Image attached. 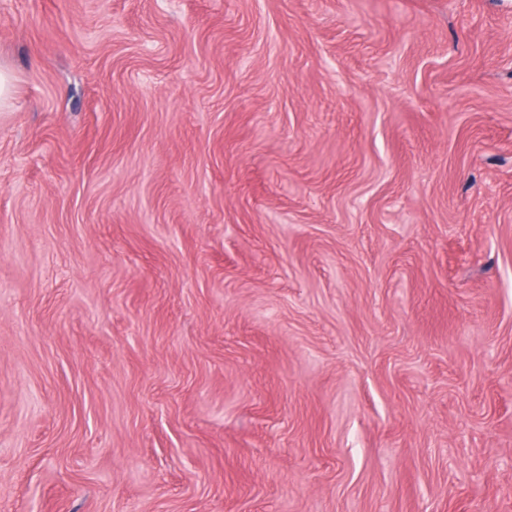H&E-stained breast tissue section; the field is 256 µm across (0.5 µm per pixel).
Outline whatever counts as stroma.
<instances>
[{
    "label": "stroma",
    "instance_id": "stroma-1",
    "mask_svg": "<svg viewBox=\"0 0 512 512\" xmlns=\"http://www.w3.org/2000/svg\"><path fill=\"white\" fill-rule=\"evenodd\" d=\"M0 512H512V0H0Z\"/></svg>",
    "mask_w": 512,
    "mask_h": 512
}]
</instances>
